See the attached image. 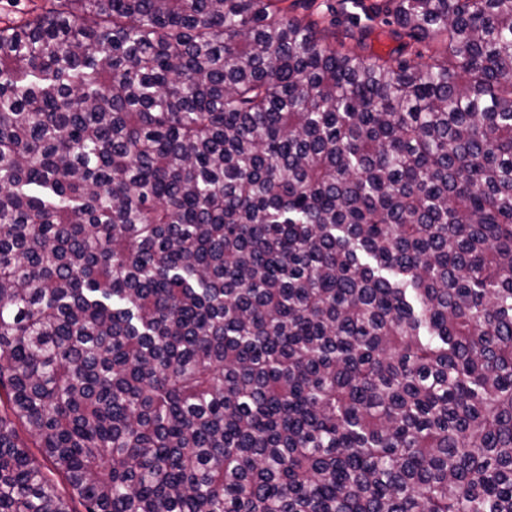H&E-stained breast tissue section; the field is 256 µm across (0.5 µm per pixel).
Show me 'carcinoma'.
I'll return each mask as SVG.
<instances>
[{"label": "carcinoma", "mask_w": 512, "mask_h": 512, "mask_svg": "<svg viewBox=\"0 0 512 512\" xmlns=\"http://www.w3.org/2000/svg\"><path fill=\"white\" fill-rule=\"evenodd\" d=\"M352 4L0 18V512H512V0ZM317 3H326L328 5H332L336 7V11L339 13L338 18L340 20V25L336 28V40L343 39L345 30L351 26V22L355 21L360 23L361 25L371 24L370 21L367 20L364 13L359 8L352 7V4L347 2L345 5L346 10L344 13H341V0H316ZM357 18V19H356Z\"/></svg>", "instance_id": "cac0c4a2"}]
</instances>
